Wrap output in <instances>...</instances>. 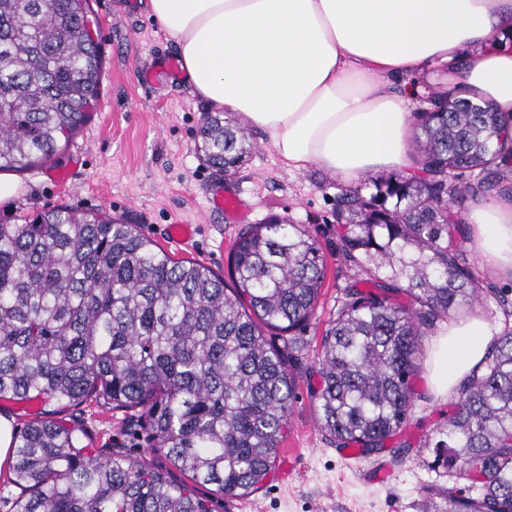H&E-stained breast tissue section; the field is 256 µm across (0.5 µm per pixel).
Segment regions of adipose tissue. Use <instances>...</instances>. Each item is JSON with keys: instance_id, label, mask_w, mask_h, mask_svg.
Returning a JSON list of instances; mask_svg holds the SVG:
<instances>
[{"instance_id": "ef3b65f1", "label": "adipose tissue", "mask_w": 512, "mask_h": 512, "mask_svg": "<svg viewBox=\"0 0 512 512\" xmlns=\"http://www.w3.org/2000/svg\"><path fill=\"white\" fill-rule=\"evenodd\" d=\"M193 91L262 131L291 171L319 166L354 185L417 163L408 93L393 76L445 73L449 88L512 117V0H149ZM472 245L512 271V198L468 205ZM493 339L481 317L449 321L428 364L441 396L481 371Z\"/></svg>"}]
</instances>
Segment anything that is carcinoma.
<instances>
[{
    "label": "carcinoma",
    "mask_w": 512,
    "mask_h": 512,
    "mask_svg": "<svg viewBox=\"0 0 512 512\" xmlns=\"http://www.w3.org/2000/svg\"><path fill=\"white\" fill-rule=\"evenodd\" d=\"M89 14V0H0V169L52 160L88 121L103 69L98 42L78 36ZM428 104L415 124L419 173L346 193L333 215L355 277L322 338L315 400L330 440L363 453L408 420L422 338L438 323L490 295L512 318V300L484 287L452 238L458 196L512 191V124L448 90ZM199 136L228 178L254 149L219 112ZM383 267L391 286L378 281ZM326 271L317 232L278 215L239 231L225 275L172 257L135 224L69 206L0 224V398L139 408L157 454L195 484L244 498L275 467L296 336ZM433 448L444 473L473 485L432 493V512H512V326L460 385ZM9 469L25 491L12 512H213L167 470L95 455L51 419L16 434Z\"/></svg>",
    "instance_id": "cac0c4a2"
}]
</instances>
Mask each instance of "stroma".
I'll use <instances>...</instances> for the list:
<instances>
[{
  "instance_id": "obj_1",
  "label": "stroma",
  "mask_w": 512,
  "mask_h": 512,
  "mask_svg": "<svg viewBox=\"0 0 512 512\" xmlns=\"http://www.w3.org/2000/svg\"><path fill=\"white\" fill-rule=\"evenodd\" d=\"M149 0H91L92 26L104 58L100 100L90 120L57 157L17 174L24 194L0 202V224H16L52 207L68 204L139 225L177 259L199 261L225 273L239 229L271 215L315 229L327 259V275L310 325L299 335L301 376L277 469L264 486L244 499H225L214 486L202 492L215 512H422L427 486L438 483L430 447L457 401L436 396L427 380L426 360L436 334L422 340V366L412 383L411 414L386 448L349 456L326 440L318 424L314 391L319 384L322 335L336 312L340 290L350 282L336 248L332 212L346 187L321 167L288 170L262 133L257 147L232 179L210 168L200 150L199 129L211 105L193 94L183 76L163 67L178 58L177 44L153 20ZM221 191L240 202L236 218L213 210L209 197ZM171 224H193V240L175 244ZM17 427L36 419L78 426L94 453L118 450L147 465H164L152 450L139 409L96 402L62 405L40 400L0 399V413ZM387 470L389 481L377 479Z\"/></svg>"
}]
</instances>
